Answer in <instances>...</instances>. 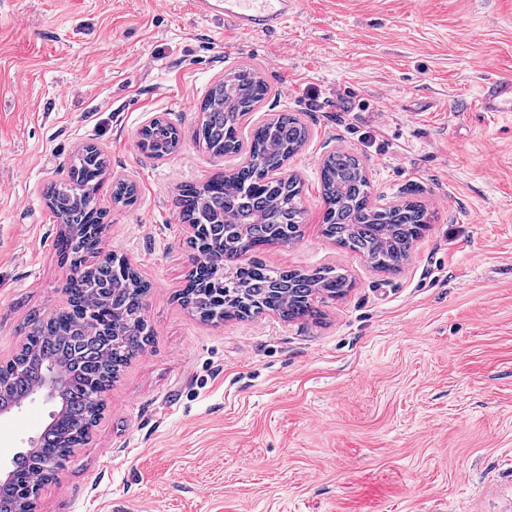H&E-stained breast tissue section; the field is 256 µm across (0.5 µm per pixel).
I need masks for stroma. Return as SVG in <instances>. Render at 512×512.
Instances as JSON below:
<instances>
[{
    "label": "stroma",
    "instance_id": "1",
    "mask_svg": "<svg viewBox=\"0 0 512 512\" xmlns=\"http://www.w3.org/2000/svg\"><path fill=\"white\" fill-rule=\"evenodd\" d=\"M298 2L281 33L247 35L186 0H0V360L66 301L44 192L82 146L136 184L131 206L99 191L102 245L152 283L149 342L36 512H512V112L470 109L512 80V0ZM235 67L270 87L253 121L309 129L286 166L302 235L262 258L345 271L315 320L204 321L180 298L193 250L174 199L225 166L193 130ZM158 116L183 138L162 159L138 148ZM339 148L374 198L434 215L399 273L322 234ZM56 409L0 417V461Z\"/></svg>",
    "mask_w": 512,
    "mask_h": 512
}]
</instances>
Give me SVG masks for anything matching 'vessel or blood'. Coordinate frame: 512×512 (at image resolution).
<instances>
[{
    "mask_svg": "<svg viewBox=\"0 0 512 512\" xmlns=\"http://www.w3.org/2000/svg\"><path fill=\"white\" fill-rule=\"evenodd\" d=\"M224 23L243 34H275L298 16V0H223ZM479 112H512V81L488 87L475 106Z\"/></svg>",
    "mask_w": 512,
    "mask_h": 512,
    "instance_id": "obj_1",
    "label": "vessel or blood"
}]
</instances>
